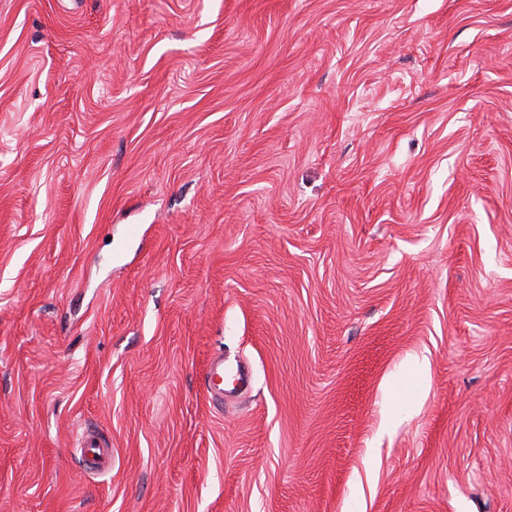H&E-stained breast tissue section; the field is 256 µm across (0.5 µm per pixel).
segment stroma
<instances>
[{
  "instance_id": "stroma-1",
  "label": "stroma",
  "mask_w": 512,
  "mask_h": 512,
  "mask_svg": "<svg viewBox=\"0 0 512 512\" xmlns=\"http://www.w3.org/2000/svg\"><path fill=\"white\" fill-rule=\"evenodd\" d=\"M0 512H512V0H0ZM430 371L429 351L425 350L420 355H415L398 373L385 379L380 431L391 430L410 413L422 397L419 383L430 376ZM410 380H413V384H405ZM206 395L221 404L224 399V356L220 354L211 362L204 382ZM80 447L83 448L86 461L92 465L89 459L92 458L93 467L99 472H104L112 468V448H108L106 443L103 442L98 435H85L80 442ZM85 448H87L88 455L85 452Z\"/></svg>"
}]
</instances>
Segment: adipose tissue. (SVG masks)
Returning <instances> with one entry per match:
<instances>
[{
    "label": "adipose tissue",
    "instance_id": "ef3b65f1",
    "mask_svg": "<svg viewBox=\"0 0 512 512\" xmlns=\"http://www.w3.org/2000/svg\"><path fill=\"white\" fill-rule=\"evenodd\" d=\"M431 360L428 353L414 356L403 368L384 381L380 429L391 430L401 423L422 397L421 381L429 377Z\"/></svg>",
    "mask_w": 512,
    "mask_h": 512
}]
</instances>
